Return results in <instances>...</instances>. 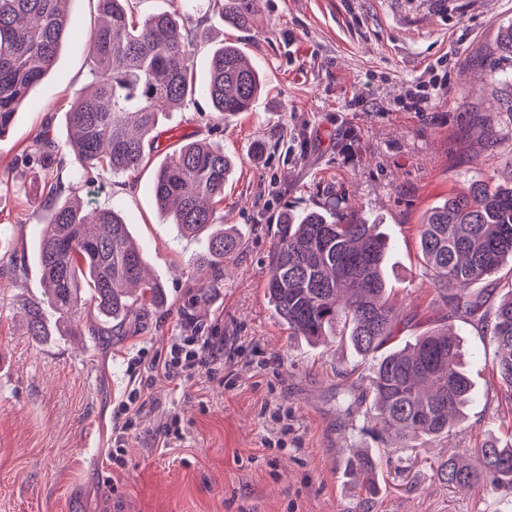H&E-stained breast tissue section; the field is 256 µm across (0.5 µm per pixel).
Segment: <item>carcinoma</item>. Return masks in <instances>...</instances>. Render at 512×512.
Returning a JSON list of instances; mask_svg holds the SVG:
<instances>
[{
	"label": "carcinoma",
	"instance_id": "cac0c4a2",
	"mask_svg": "<svg viewBox=\"0 0 512 512\" xmlns=\"http://www.w3.org/2000/svg\"><path fill=\"white\" fill-rule=\"evenodd\" d=\"M97 2L102 22L89 40L92 79L65 112V145L48 131L39 134L47 183L34 216L42 225L38 260L44 296L24 305L28 334L37 340L61 329L78 330L73 318L80 310L94 317L98 335L124 336L141 312L161 304L162 285L146 278L143 255L123 214L113 208L84 210L80 183L103 172L136 174L162 115L195 97L207 98L224 119L248 111L262 89L258 70L230 43L214 50L205 83L194 84L196 40L183 14L138 19L135 0ZM61 3L0 0V137L50 73L71 32ZM259 11L260 0H224V19L244 29ZM230 169L224 146L183 140L159 165L152 184L155 200L172 211L181 233L206 236V249L192 265L212 288L223 285L224 259L242 246L218 212ZM274 237L266 292L291 335L312 343L338 338L364 357L393 342L400 318L387 297L390 241L376 225L330 204L283 213ZM419 250L426 272L445 294L448 315L373 364L366 383L373 410L359 432L383 444L436 441L461 431L473 392L461 366L460 341L449 325L455 318L476 325L496 346L493 369L512 403V294L495 306L485 292L463 289L495 277L512 260V181L493 186L474 177L467 192L428 210L419 225ZM48 309L57 315L52 325ZM377 466L375 450L352 447L343 475L374 499ZM439 474L461 490L478 485L512 490V443L491 435L475 458L450 457Z\"/></svg>",
	"mask_w": 512,
	"mask_h": 512
}]
</instances>
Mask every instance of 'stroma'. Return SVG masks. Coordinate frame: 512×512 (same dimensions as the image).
<instances>
[{
  "label": "stroma",
  "mask_w": 512,
  "mask_h": 512,
  "mask_svg": "<svg viewBox=\"0 0 512 512\" xmlns=\"http://www.w3.org/2000/svg\"><path fill=\"white\" fill-rule=\"evenodd\" d=\"M136 2L142 17L179 6L188 13L196 83L205 82L212 51L232 42L266 86L249 111L222 122L200 97L167 113L136 177L106 173L79 190L88 207L124 214L163 286V306L131 336L92 335L86 318L80 334L34 339L23 306L42 293L41 226L24 190L43 179L39 132L66 139L64 113L90 79L88 39L99 19L97 0H68L76 31L0 139V256L24 266L18 277L0 270V512H512V497L461 491L438 476L449 457L512 424L492 370L495 349L473 325L454 324L475 392L462 431L380 449L383 490L369 501L342 476L362 418L338 411L336 394L367 378L373 361L339 340L289 337L265 293L280 214L332 203L379 225L392 244L386 276L402 318L397 345L443 316L418 225L472 177L512 176V59L491 52L512 25V0H450L442 12L426 0H261L260 21L247 30L224 20V0ZM442 71L446 89L427 111H413L406 86ZM185 137L222 142L234 161L224 223L242 247L226 262L223 288L196 311L205 335L223 338L224 365L176 391L158 379L116 463L113 412L143 362L179 334L180 309L200 283L191 260L204 238L180 235L152 192L156 169ZM276 411L288 438L268 448ZM174 415L181 439L157 447Z\"/></svg>",
  "instance_id": "35a3bbf8"
}]
</instances>
